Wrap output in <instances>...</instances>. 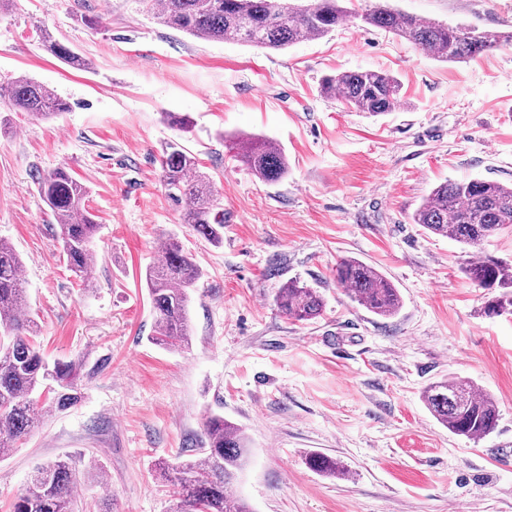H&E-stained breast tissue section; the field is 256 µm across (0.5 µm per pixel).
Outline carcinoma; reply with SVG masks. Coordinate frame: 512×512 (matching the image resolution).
I'll return each instance as SVG.
<instances>
[{
	"mask_svg": "<svg viewBox=\"0 0 512 512\" xmlns=\"http://www.w3.org/2000/svg\"><path fill=\"white\" fill-rule=\"evenodd\" d=\"M158 21L193 37L243 43L281 50L304 38L319 39L352 17L340 0H311L306 6H288L284 0H143ZM361 23L384 29L430 52L443 61H465L503 43L505 34L466 25H448L399 12L377 0L357 16ZM47 49L76 69L89 63L66 45L45 37ZM321 92L333 95L348 108L384 115L400 100L401 83L387 72L360 70L329 75ZM7 109L49 118L68 105L43 84L26 75L16 77L0 92ZM241 161L264 183H275L288 174L284 150L268 139H246ZM160 181L168 195L185 200L189 209L184 223L205 240L224 239V212L216 209L210 177L196 158L180 145L166 147L161 159ZM39 192L58 226L57 242L71 269L86 271L92 256V239L98 225L86 208L89 187L63 168L39 179ZM412 222L428 232L447 237L469 248L470 258L461 268L464 276L484 291L483 313L512 315V263L482 253L483 242L506 229L512 231V185L484 179L448 180L432 189L412 214ZM22 262L16 250L0 241V457L36 431L44 418L64 411L79 400L77 369L64 361L48 362L33 341L32 321L22 286ZM200 278L199 267L183 252L174 237L165 240L162 258L146 271V283L156 314L151 341L164 349L188 342V304ZM336 282L360 306L379 316L396 314L397 288L372 266L354 258L336 264ZM276 305L294 322H310L322 315L320 293L290 280L278 289ZM423 401L433 416L451 433L469 440L489 435L498 420L494 398L468 380L429 384ZM204 447L195 459L166 465L165 480L177 498L175 512H252L233 490L239 472L247 465V438L238 425L220 415L203 423ZM311 469L329 476H343L345 467L323 453L308 459ZM76 472L67 458H58L36 469L12 512H78Z\"/></svg>",
	"mask_w": 512,
	"mask_h": 512,
	"instance_id": "1",
	"label": "carcinoma"
}]
</instances>
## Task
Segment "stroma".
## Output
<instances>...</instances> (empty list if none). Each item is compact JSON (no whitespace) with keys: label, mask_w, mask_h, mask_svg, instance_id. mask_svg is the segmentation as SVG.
<instances>
[{"label":"stroma","mask_w":512,"mask_h":512,"mask_svg":"<svg viewBox=\"0 0 512 512\" xmlns=\"http://www.w3.org/2000/svg\"><path fill=\"white\" fill-rule=\"evenodd\" d=\"M423 19L512 30V0H390ZM353 19L282 50L205 41L158 23L141 0H10L0 8V87L27 75L71 108L0 126V240L23 261L37 347L75 364L80 400L0 458V512L37 467L71 458L81 512H174L158 462L195 456L212 414L242 427L251 459L235 491L252 512H512V317L482 316L462 246L410 216L438 184H512V44L445 62ZM86 58L74 69L42 32ZM377 70L402 100L372 116L323 95L324 76ZM188 116L189 131L165 113ZM279 144L288 173L264 183L239 142ZM190 151L224 210V241L200 238L168 196L160 159ZM63 168L89 187L99 231L77 276L56 242L39 176ZM177 238L202 276L187 347L151 341L145 272ZM356 258L397 288L390 317L335 278ZM300 280L322 316L288 320L274 298ZM465 378L494 397L495 430L457 436L423 402L432 382ZM323 453L346 477L312 470ZM103 473L104 482L93 479Z\"/></svg>","instance_id":"35a3bbf8"}]
</instances>
